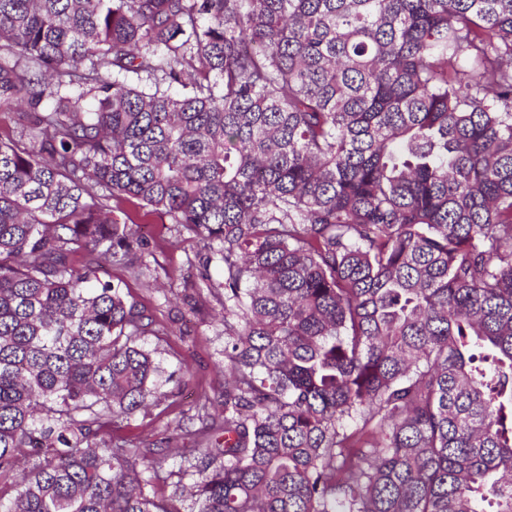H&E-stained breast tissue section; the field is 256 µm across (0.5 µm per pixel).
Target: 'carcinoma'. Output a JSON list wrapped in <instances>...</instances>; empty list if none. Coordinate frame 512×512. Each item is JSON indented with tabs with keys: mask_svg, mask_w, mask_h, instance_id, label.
Returning a JSON list of instances; mask_svg holds the SVG:
<instances>
[{
	"mask_svg": "<svg viewBox=\"0 0 512 512\" xmlns=\"http://www.w3.org/2000/svg\"><path fill=\"white\" fill-rule=\"evenodd\" d=\"M125 198L223 270L176 469ZM0 512H512V0H0Z\"/></svg>",
	"mask_w": 512,
	"mask_h": 512,
	"instance_id": "obj_1",
	"label": "carcinoma"
}]
</instances>
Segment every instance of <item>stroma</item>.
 I'll list each match as a JSON object with an SVG mask.
<instances>
[{
    "instance_id": "obj_1",
    "label": "stroma",
    "mask_w": 512,
    "mask_h": 512,
    "mask_svg": "<svg viewBox=\"0 0 512 512\" xmlns=\"http://www.w3.org/2000/svg\"><path fill=\"white\" fill-rule=\"evenodd\" d=\"M136 231L154 260L141 277H128L134 299L151 309L167 329L166 336H148L144 345L165 371L171 402L160 403L131 418L123 433L149 448H160L171 465L197 453L200 422L196 405L202 396L220 400L224 392V327L222 307L207 279H220L217 267H204L198 243L179 237L173 225L140 218Z\"/></svg>"
}]
</instances>
